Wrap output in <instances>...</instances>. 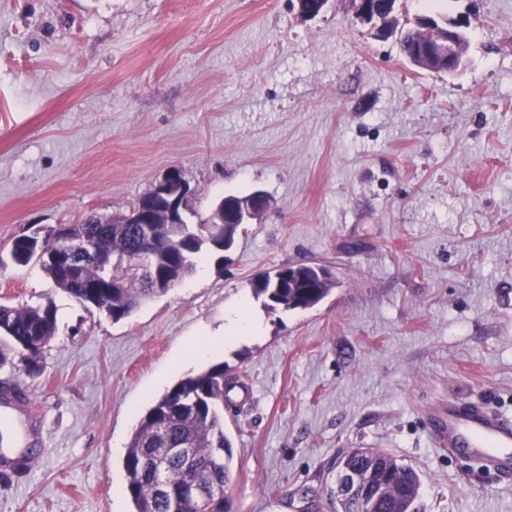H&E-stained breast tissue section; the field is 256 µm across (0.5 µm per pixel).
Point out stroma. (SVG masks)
Wrapping results in <instances>:
<instances>
[{
  "mask_svg": "<svg viewBox=\"0 0 512 512\" xmlns=\"http://www.w3.org/2000/svg\"><path fill=\"white\" fill-rule=\"evenodd\" d=\"M467 17L454 75L412 67L349 0H0V251L38 228L126 212L180 169L188 221L263 190L225 261L120 321L36 264L0 266V302L53 303L58 331L12 447L38 448L0 512H133L123 459L144 411L202 363L246 398L224 407L232 512H330L336 459L379 448L421 478L418 512H512V480L433 448L427 409L512 416V0H437ZM329 266L316 307L269 311L251 280ZM245 307L254 336L182 356Z\"/></svg>",
  "mask_w": 512,
  "mask_h": 512,
  "instance_id": "obj_1",
  "label": "stroma"
}]
</instances>
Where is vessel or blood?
I'll use <instances>...</instances> for the list:
<instances>
[{
  "instance_id": "b4317fda",
  "label": "vessel or blood",
  "mask_w": 512,
  "mask_h": 512,
  "mask_svg": "<svg viewBox=\"0 0 512 512\" xmlns=\"http://www.w3.org/2000/svg\"><path fill=\"white\" fill-rule=\"evenodd\" d=\"M434 446L445 453L463 452L484 469L512 478V416L481 403L452 400L430 427ZM31 461L20 451H0V471L25 480Z\"/></svg>"
}]
</instances>
